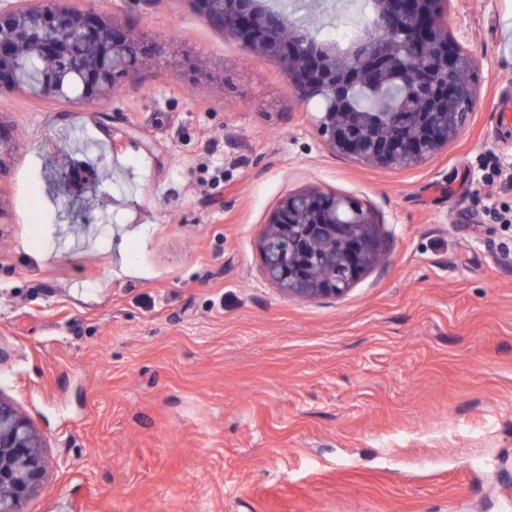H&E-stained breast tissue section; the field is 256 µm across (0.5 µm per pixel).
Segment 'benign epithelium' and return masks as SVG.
<instances>
[{
    "label": "benign epithelium",
    "mask_w": 512,
    "mask_h": 512,
    "mask_svg": "<svg viewBox=\"0 0 512 512\" xmlns=\"http://www.w3.org/2000/svg\"><path fill=\"white\" fill-rule=\"evenodd\" d=\"M207 21L239 40L253 56L276 61L302 100L323 98L317 130L334 152L367 164L412 168L448 146L465 125L458 102L475 99L453 81L456 56L448 53V0H374L372 22L385 28L392 45L344 52L313 48L307 32L288 12L258 0H196ZM79 34L78 66L84 80L80 98L99 105L116 83L136 72L144 44L90 9L59 0H18L0 9V88L19 86L15 50L33 25ZM419 72L431 112H399L380 122L349 104L351 89L375 76L397 81L409 65ZM373 212L331 191L310 188L290 193L270 216L261 237L267 277L283 294L301 301L340 297L383 255ZM44 440L15 405L0 396V512H20L21 503L44 482Z\"/></svg>",
    "instance_id": "benign-epithelium-1"
}]
</instances>
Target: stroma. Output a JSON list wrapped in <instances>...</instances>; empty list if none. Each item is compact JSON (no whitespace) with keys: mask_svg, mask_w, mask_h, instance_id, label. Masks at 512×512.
I'll return each mask as SVG.
<instances>
[{"mask_svg":"<svg viewBox=\"0 0 512 512\" xmlns=\"http://www.w3.org/2000/svg\"><path fill=\"white\" fill-rule=\"evenodd\" d=\"M73 3L164 55L96 107L0 89V394L46 441L23 512H512V0H451L476 100L412 169L332 152L188 0ZM308 187L379 222L339 298L264 276Z\"/></svg>","mask_w":512,"mask_h":512,"instance_id":"35a3bbf8","label":"stroma"}]
</instances>
